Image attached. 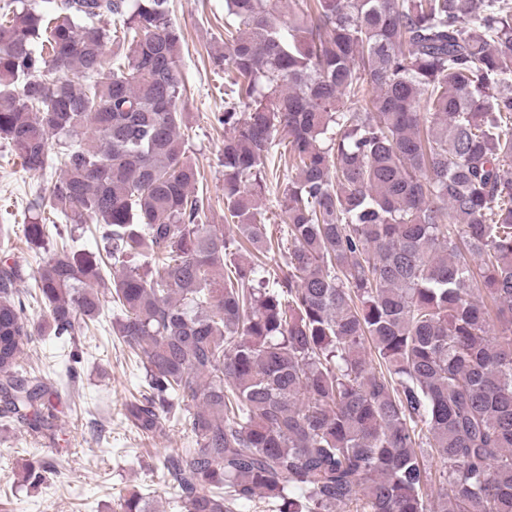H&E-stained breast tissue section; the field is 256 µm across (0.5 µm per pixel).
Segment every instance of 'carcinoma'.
<instances>
[{"instance_id":"cac0c4a2","label":"carcinoma","mask_w":512,"mask_h":512,"mask_svg":"<svg viewBox=\"0 0 512 512\" xmlns=\"http://www.w3.org/2000/svg\"><path fill=\"white\" fill-rule=\"evenodd\" d=\"M183 41L170 0L0 11V141L58 170L24 227L40 319L0 268L9 411L44 422L25 347L109 301L147 383L127 421L188 436L176 512H512V0H224L235 238L194 192ZM58 219L103 251L46 247Z\"/></svg>"}]
</instances>
